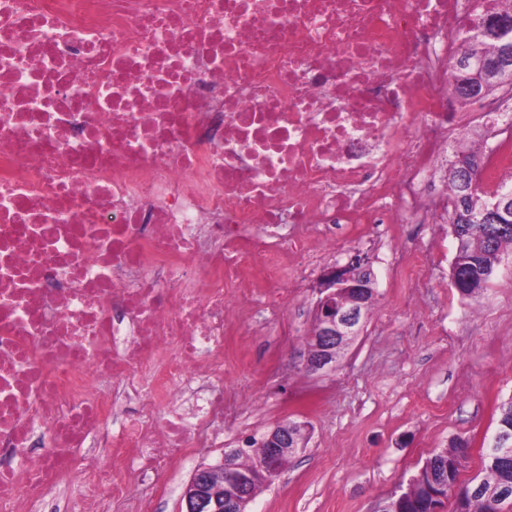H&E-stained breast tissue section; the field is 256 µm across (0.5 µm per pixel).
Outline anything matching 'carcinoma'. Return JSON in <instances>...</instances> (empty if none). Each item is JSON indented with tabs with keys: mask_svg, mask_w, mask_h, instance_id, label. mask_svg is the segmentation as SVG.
Instances as JSON below:
<instances>
[{
	"mask_svg": "<svg viewBox=\"0 0 512 512\" xmlns=\"http://www.w3.org/2000/svg\"><path fill=\"white\" fill-rule=\"evenodd\" d=\"M501 46L500 41L485 33L481 24L460 53L496 63ZM468 83L471 91L460 89L458 96L465 99L481 97L499 85L512 88V61L487 73H478L468 78ZM463 163L481 173L486 155L465 144L459 146L448 164L449 221L456 242L451 278L456 280L461 297L473 298L486 288L503 255L512 253V222L492 239L484 233L486 209L503 196L512 197V182H504L492 192L479 184L472 188L455 174V168ZM496 432L512 433V398L500 407ZM465 447L467 441L458 438L450 447L429 457L410 479L408 488L402 491V498L384 500L388 505L387 512H429L433 496L444 494L445 486L455 484L458 489L452 495V512H512V452L505 457L502 449L487 446L481 471L469 481L461 482L459 475L467 462L463 453ZM264 453L265 447L254 443L246 455L238 458L237 465L249 470Z\"/></svg>",
	"mask_w": 512,
	"mask_h": 512,
	"instance_id": "obj_1",
	"label": "carcinoma"
}]
</instances>
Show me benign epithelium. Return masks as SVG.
Segmentation results:
<instances>
[{
  "label": "benign epithelium",
  "instance_id": "1",
  "mask_svg": "<svg viewBox=\"0 0 512 512\" xmlns=\"http://www.w3.org/2000/svg\"><path fill=\"white\" fill-rule=\"evenodd\" d=\"M510 216L512 198L505 196L492 205L487 218L497 224ZM370 276L368 262L358 254L346 265L334 266L323 274L319 284L320 298L314 309L317 336L312 339L303 362L308 373L335 369L344 340L362 330L369 299L360 291L358 279ZM286 427L285 423L277 426L262 439L270 453L245 475L238 474L236 467L237 458L246 454L244 448L225 451L224 460L217 468L202 466L196 469L183 491L185 512H242V507L250 502L251 485L273 480L280 472L279 458L298 451L300 444ZM226 477L230 489L227 494L224 493Z\"/></svg>",
  "mask_w": 512,
  "mask_h": 512
}]
</instances>
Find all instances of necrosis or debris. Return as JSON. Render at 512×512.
I'll return each mask as SVG.
<instances>
[{
    "label": "necrosis or debris",
    "mask_w": 512,
    "mask_h": 512,
    "mask_svg": "<svg viewBox=\"0 0 512 512\" xmlns=\"http://www.w3.org/2000/svg\"><path fill=\"white\" fill-rule=\"evenodd\" d=\"M497 6L0 0V512L136 497L223 420L237 324L443 222L448 59ZM43 512H84L83 499L77 489L69 486Z\"/></svg>",
    "instance_id": "1"
}]
</instances>
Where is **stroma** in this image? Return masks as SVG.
Listing matches in <instances>:
<instances>
[{
	"mask_svg": "<svg viewBox=\"0 0 512 512\" xmlns=\"http://www.w3.org/2000/svg\"><path fill=\"white\" fill-rule=\"evenodd\" d=\"M407 246L429 256L416 288L396 287L389 248L364 240L323 260L328 269L358 254L376 277L364 331L334 371L317 376L303 368L319 297L316 273L289 289L277 334L227 337L224 442L193 449L164 485L145 481L140 494L153 512H181L198 466L218 463L225 449L288 420L307 425L308 443L261 487L248 512H375L457 438L471 448L461 480L480 471L498 407L512 398V256L484 292L465 299L451 286L450 225H426Z\"/></svg>",
	"mask_w": 512,
	"mask_h": 512,
	"instance_id": "obj_1",
	"label": "stroma"
}]
</instances>
